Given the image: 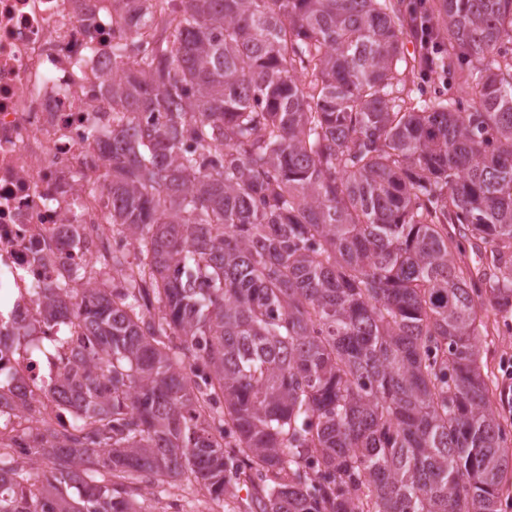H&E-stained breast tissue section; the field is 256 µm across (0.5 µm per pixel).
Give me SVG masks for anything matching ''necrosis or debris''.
Here are the masks:
<instances>
[{
  "label": "necrosis or debris",
  "mask_w": 512,
  "mask_h": 512,
  "mask_svg": "<svg viewBox=\"0 0 512 512\" xmlns=\"http://www.w3.org/2000/svg\"><path fill=\"white\" fill-rule=\"evenodd\" d=\"M112 0H0V329L35 323L45 284L78 291L111 279L112 249H131L110 224L104 160L112 99ZM83 279H72L75 266ZM69 339H43L0 360V440L27 460L33 426L26 401L54 380Z\"/></svg>",
  "instance_id": "necrosis-or-debris-1"
}]
</instances>
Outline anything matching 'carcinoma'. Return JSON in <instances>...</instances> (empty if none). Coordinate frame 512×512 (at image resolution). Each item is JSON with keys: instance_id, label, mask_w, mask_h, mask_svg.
I'll use <instances>...</instances> for the list:
<instances>
[{"instance_id": "carcinoma-1", "label": "carcinoma", "mask_w": 512, "mask_h": 512, "mask_svg": "<svg viewBox=\"0 0 512 512\" xmlns=\"http://www.w3.org/2000/svg\"><path fill=\"white\" fill-rule=\"evenodd\" d=\"M112 9L104 180L135 260L0 334L84 330L44 387L73 423L29 431L40 479L0 447V512H138L147 476L218 498L233 475L256 512H512L479 317L512 329V0ZM423 15L430 59L406 48ZM437 71L458 95L412 103ZM490 246L481 241H474L473 247L466 245V251L461 255H455L457 265L460 266L473 278H477L482 270V263L486 252L489 253Z\"/></svg>"}]
</instances>
